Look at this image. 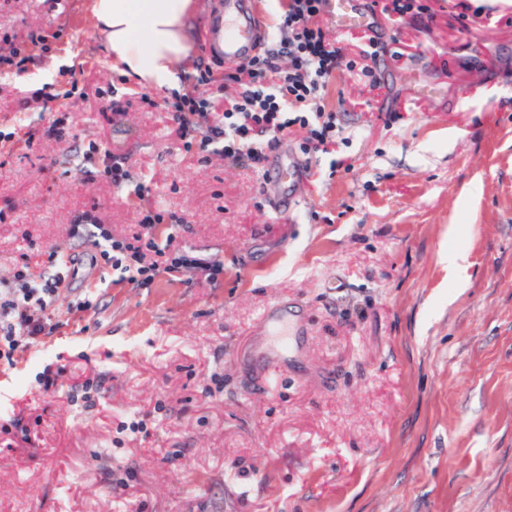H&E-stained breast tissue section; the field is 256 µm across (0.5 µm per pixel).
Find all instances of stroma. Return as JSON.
I'll return each instance as SVG.
<instances>
[{
  "instance_id": "35a3bbf8",
  "label": "stroma",
  "mask_w": 512,
  "mask_h": 512,
  "mask_svg": "<svg viewBox=\"0 0 512 512\" xmlns=\"http://www.w3.org/2000/svg\"><path fill=\"white\" fill-rule=\"evenodd\" d=\"M215 5L195 0L183 90L225 70ZM428 5L376 16L372 77L329 81L347 141L304 155L284 218L261 175L185 147L172 93L113 68L89 0H0V55L25 59L0 70V287L25 259L44 275L80 212L132 236L139 184L194 259L149 285L76 265L58 332L0 366V425L38 427L0 433V512H512V0ZM276 304L286 354L259 327Z\"/></svg>"
}]
</instances>
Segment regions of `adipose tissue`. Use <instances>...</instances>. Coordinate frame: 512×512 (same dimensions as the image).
<instances>
[{
	"mask_svg": "<svg viewBox=\"0 0 512 512\" xmlns=\"http://www.w3.org/2000/svg\"><path fill=\"white\" fill-rule=\"evenodd\" d=\"M193 0H92L113 67L157 90L180 88L178 68L191 50Z\"/></svg>",
	"mask_w": 512,
	"mask_h": 512,
	"instance_id": "adipose-tissue-1",
	"label": "adipose tissue"
}]
</instances>
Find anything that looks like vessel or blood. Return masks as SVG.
<instances>
[{"label": "vessel or blood", "instance_id": "obj_1", "mask_svg": "<svg viewBox=\"0 0 512 512\" xmlns=\"http://www.w3.org/2000/svg\"><path fill=\"white\" fill-rule=\"evenodd\" d=\"M327 11L337 28L369 26L372 12L366 0H327ZM267 36L260 22L257 0H217L206 21L205 50L214 61L233 66L257 55ZM303 174L302 163L288 151L268 161L264 179L281 187L278 211L291 215L296 207L295 186Z\"/></svg>", "mask_w": 512, "mask_h": 512}]
</instances>
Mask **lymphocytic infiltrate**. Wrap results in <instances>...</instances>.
<instances>
[{"instance_id":"obj_1","label":"lymphocytic infiltrate","mask_w":512,"mask_h":512,"mask_svg":"<svg viewBox=\"0 0 512 512\" xmlns=\"http://www.w3.org/2000/svg\"><path fill=\"white\" fill-rule=\"evenodd\" d=\"M327 0H281V38L262 54L225 73L224 84L235 89L223 116L211 111L210 100L202 98L200 86L214 82L211 70L193 76V91L176 95L170 118L180 139L198 140L201 149H210L226 160L263 172L267 153L259 148L263 137L278 139L292 128L307 132L304 150L335 144L342 135L335 113L326 111L323 92L341 71L345 53L331 40L319 18ZM287 58L280 67L278 58ZM140 231L129 240L112 238L91 212L79 213L72 235L93 240L101 251L112 254L114 264L135 267L146 283L163 274L180 272L188 266L185 255L167 257L153 237L157 225L166 223L165 211L140 208ZM71 253L53 251L48 256L50 275L28 278L18 270V288L0 290V362L14 365L19 352L51 336L59 324L49 313L50 300L66 280Z\"/></svg>"}]
</instances>
